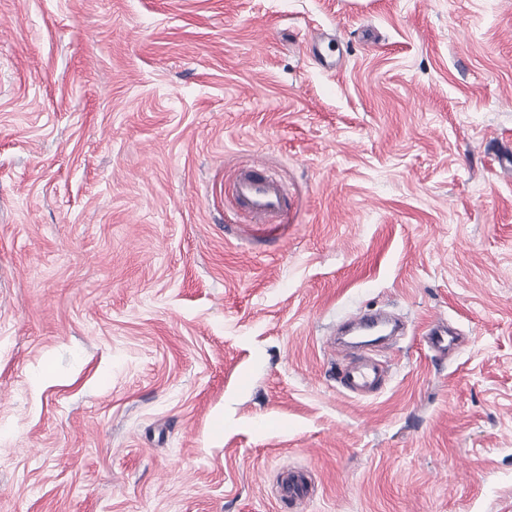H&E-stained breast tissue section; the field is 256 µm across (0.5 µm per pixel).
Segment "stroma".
I'll return each instance as SVG.
<instances>
[{
  "label": "stroma",
  "mask_w": 512,
  "mask_h": 512,
  "mask_svg": "<svg viewBox=\"0 0 512 512\" xmlns=\"http://www.w3.org/2000/svg\"><path fill=\"white\" fill-rule=\"evenodd\" d=\"M1 16L0 512L512 507V0ZM255 162L287 218L236 210ZM380 308L356 397L326 341ZM427 343L429 346L440 353H448V350L454 349L457 346V338L448 333L447 328H442L440 324H435L428 329ZM336 376L344 389L366 396L381 388L385 381V369L379 361L370 357L348 358Z\"/></svg>",
  "instance_id": "35a3bbf8"
}]
</instances>
